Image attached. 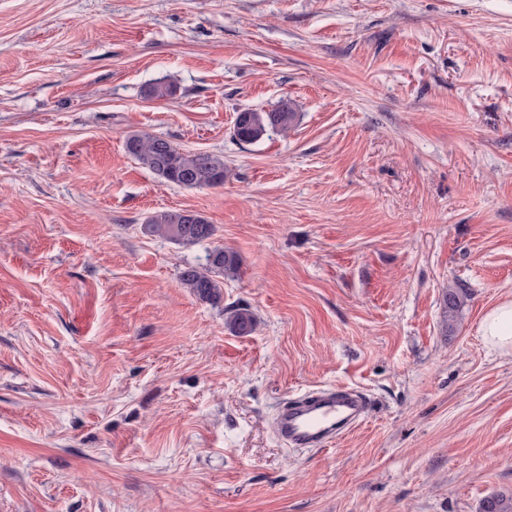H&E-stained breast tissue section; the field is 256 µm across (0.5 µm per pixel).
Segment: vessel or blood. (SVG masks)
<instances>
[{
    "instance_id": "obj_1",
    "label": "vessel or blood",
    "mask_w": 512,
    "mask_h": 512,
    "mask_svg": "<svg viewBox=\"0 0 512 512\" xmlns=\"http://www.w3.org/2000/svg\"><path fill=\"white\" fill-rule=\"evenodd\" d=\"M370 402L353 388H326L284 401L275 414V430L286 446L323 448L359 426Z\"/></svg>"
}]
</instances>
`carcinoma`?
<instances>
[{"instance_id": "obj_1", "label": "carcinoma", "mask_w": 512, "mask_h": 512, "mask_svg": "<svg viewBox=\"0 0 512 512\" xmlns=\"http://www.w3.org/2000/svg\"><path fill=\"white\" fill-rule=\"evenodd\" d=\"M296 113L283 102L271 111L250 110L236 114L233 136L242 143L254 144L270 132L286 133ZM126 152L141 167L161 180L185 188L215 187L224 184V160L209 153L183 152L168 140L150 134L133 133L124 142ZM144 233L168 238L183 245L199 244L211 239L216 228L202 215L191 218L186 210L165 211L150 215L142 224ZM240 260L236 252L222 247L211 249L203 265H187L180 272L181 285L197 300L216 304L223 297L224 279L237 275ZM466 292L459 288L445 296V313L453 320ZM227 326L238 335L256 329V319L244 305L224 309ZM480 512H512V494L486 497Z\"/></svg>"}]
</instances>
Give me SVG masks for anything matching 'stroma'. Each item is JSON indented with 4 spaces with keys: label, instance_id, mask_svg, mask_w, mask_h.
<instances>
[{
    "label": "stroma",
    "instance_id": "1",
    "mask_svg": "<svg viewBox=\"0 0 512 512\" xmlns=\"http://www.w3.org/2000/svg\"><path fill=\"white\" fill-rule=\"evenodd\" d=\"M283 101L288 133L234 138ZM179 209L211 243L143 232ZM214 245L217 305L179 280ZM506 298L512 0H0V512H478L512 491V357L478 332ZM326 386L366 420L285 447L279 405ZM124 146L141 167L164 182L185 188L224 183V160L217 155L183 152L168 140L146 133L128 135ZM227 326L238 335H249L256 329V319L251 310L244 305L224 309Z\"/></svg>",
    "mask_w": 512,
    "mask_h": 512
}]
</instances>
